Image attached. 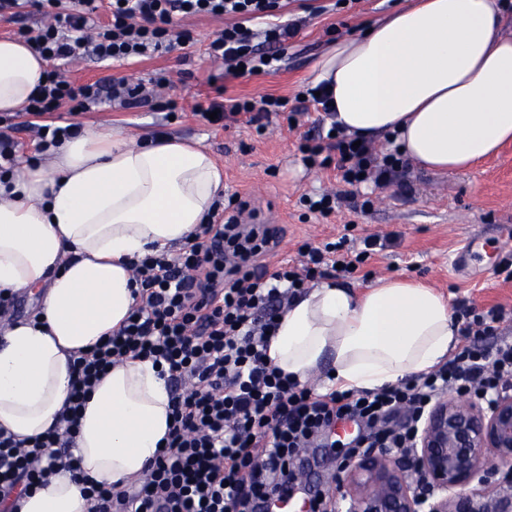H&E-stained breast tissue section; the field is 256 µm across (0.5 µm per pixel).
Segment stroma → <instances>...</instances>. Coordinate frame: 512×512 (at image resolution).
Here are the masks:
<instances>
[{"label":"stroma","instance_id":"stroma-1","mask_svg":"<svg viewBox=\"0 0 512 512\" xmlns=\"http://www.w3.org/2000/svg\"><path fill=\"white\" fill-rule=\"evenodd\" d=\"M408 0H348L345 7L317 13L319 0H288L282 20L298 22L289 39L282 69L270 75L235 77L213 63L206 48L222 21L207 17L182 20L192 38L175 50L130 62L85 59L66 65L67 77L78 84L124 78L146 81L159 71L169 72L172 84L162 97L175 101V112L160 107L127 110L107 104L77 116L67 108L51 114L54 122L77 121L82 126L121 128L131 139L142 141L164 129L167 135L198 143L224 168L225 195H240L258 211L260 223L284 225L277 259L297 260L302 243L318 246L340 237L358 239L379 234L386 248L369 260L371 278L401 277L426 282L449 298H465L477 308L503 306L512 310V278L503 270L485 273L484 263L463 258L460 268L452 262L465 238L485 233L512 240V143L475 169L457 174L409 168L400 179L377 189L373 206L361 210L360 199L348 198V186L333 170L306 167L298 147L313 127L311 103L300 94L309 83L312 66L333 41L353 37L364 23L374 22L406 6ZM228 96L274 95L286 99L287 112L297 115L296 126L283 116L273 118L264 133L244 122L221 128L208 125L198 108L217 93ZM325 191L342 193L343 201L329 218L313 214L301 204L302 195ZM334 446L318 447L305 464L303 482L289 491L290 500L307 494L331 495L338 483L339 467L350 458L342 429L330 434Z\"/></svg>","mask_w":512,"mask_h":512}]
</instances>
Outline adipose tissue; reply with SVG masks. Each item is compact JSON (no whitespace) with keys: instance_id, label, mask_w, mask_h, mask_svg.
Here are the masks:
<instances>
[{"instance_id":"1","label":"adipose tissue","mask_w":512,"mask_h":512,"mask_svg":"<svg viewBox=\"0 0 512 512\" xmlns=\"http://www.w3.org/2000/svg\"><path fill=\"white\" fill-rule=\"evenodd\" d=\"M47 62L0 39V112H20ZM349 134L393 136L419 168L455 173L512 141V7L506 0H410L370 33L336 40L316 61ZM0 186V290L39 297L35 317L0 331V427L27 438L53 429L69 403L79 352L117 329L137 303L130 263L185 245L224 194L212 155L175 137L129 143L87 127L46 161ZM459 341L447 298L403 278L363 292L327 280L295 299L268 359L298 382L376 391L443 365ZM167 379L149 360L112 366L92 389L75 456L85 476L123 489L156 457L171 421ZM68 471L18 512H87Z\"/></svg>"}]
</instances>
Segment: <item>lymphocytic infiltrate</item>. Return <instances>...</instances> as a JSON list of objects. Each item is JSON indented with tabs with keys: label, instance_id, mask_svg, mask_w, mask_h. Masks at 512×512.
Masks as SVG:
<instances>
[{
	"label": "lymphocytic infiltrate",
	"instance_id": "f902f5d3",
	"mask_svg": "<svg viewBox=\"0 0 512 512\" xmlns=\"http://www.w3.org/2000/svg\"><path fill=\"white\" fill-rule=\"evenodd\" d=\"M96 0H0V13L20 16L29 7L46 22L17 35L47 60L88 57L132 60L170 51L190 41L178 21L208 16L225 26L207 47L225 73L278 71L294 25L282 22V0H108L111 19H93ZM169 83L157 74L149 84L126 81L77 84L51 70L26 111L42 116L70 103L72 113L103 102L127 109L151 104ZM322 105L319 132L305 134L299 150L310 166L333 169L356 187L381 188L406 163L399 152L378 154L371 142L354 143L325 131L327 94L307 89ZM283 98L212 99L217 123L245 116L264 132ZM250 204L231 195L213 206L179 251L148 255L131 265L139 301L112 334L73 360L76 377L69 404L47 434L19 439L0 430V498L20 487L36 488L60 470L78 471L73 455L81 410L100 377L127 359L152 360L168 374L172 423L164 445L143 476L122 491L99 483L84 489L89 512H262L270 495L299 479V460L314 440L342 421L353 422L351 446L410 454L430 405L446 394L488 397L512 383V338L498 335L504 307L477 311L456 303L459 342L448 362L377 392L331 390L299 384L266 360L271 331L309 282L354 274L385 244L363 238L298 248V263L267 269L263 258L274 235L264 224L242 223Z\"/></svg>",
	"mask_w": 512,
	"mask_h": 512
}]
</instances>
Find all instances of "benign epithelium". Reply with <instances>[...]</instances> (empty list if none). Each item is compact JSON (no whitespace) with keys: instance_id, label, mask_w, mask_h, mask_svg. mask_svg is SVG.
Returning <instances> with one entry per match:
<instances>
[{"instance_id":"7a95c632","label":"benign epithelium","mask_w":512,"mask_h":512,"mask_svg":"<svg viewBox=\"0 0 512 512\" xmlns=\"http://www.w3.org/2000/svg\"><path fill=\"white\" fill-rule=\"evenodd\" d=\"M489 453L512 463V387L487 406L468 396L434 402L413 448L422 484L400 455L375 448L345 460L336 495L349 512H512V494L491 478ZM474 481L476 493L462 492Z\"/></svg>"}]
</instances>
